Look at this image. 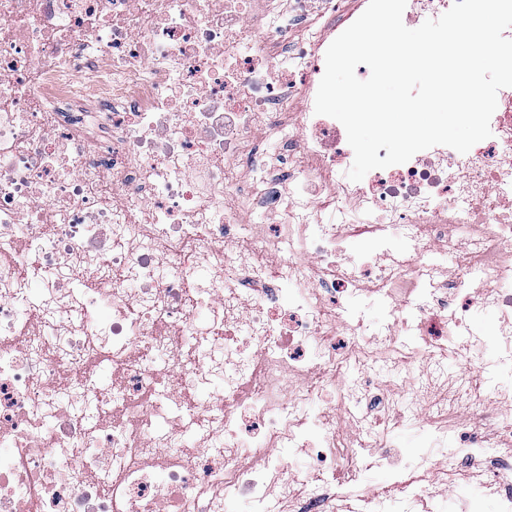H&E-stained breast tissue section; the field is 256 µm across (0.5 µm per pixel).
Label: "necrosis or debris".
<instances>
[{
  "mask_svg": "<svg viewBox=\"0 0 512 512\" xmlns=\"http://www.w3.org/2000/svg\"><path fill=\"white\" fill-rule=\"evenodd\" d=\"M368 3L0 0V512H336L369 447L373 512H480L464 468L512 512V87L343 180L315 77ZM390 435V444L393 445L392 452L400 456L403 461L414 456L418 447L417 436L413 429L406 425H400Z\"/></svg>",
  "mask_w": 512,
  "mask_h": 512,
  "instance_id": "4bbe7bcc",
  "label": "necrosis or debris"
}]
</instances>
